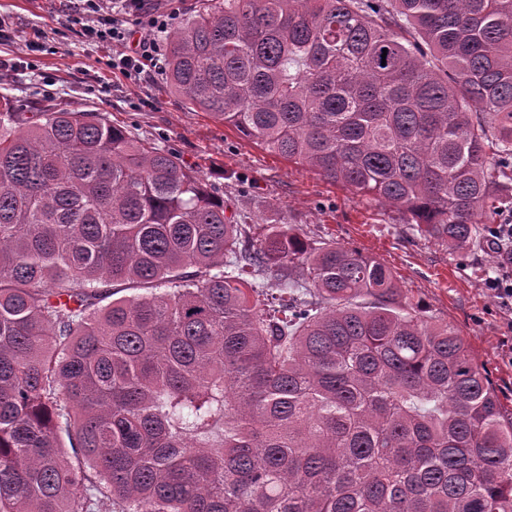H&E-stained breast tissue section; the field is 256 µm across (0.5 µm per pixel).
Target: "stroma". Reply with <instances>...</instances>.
Returning <instances> with one entry per match:
<instances>
[{"instance_id":"obj_1","label":"stroma","mask_w":512,"mask_h":512,"mask_svg":"<svg viewBox=\"0 0 512 512\" xmlns=\"http://www.w3.org/2000/svg\"><path fill=\"white\" fill-rule=\"evenodd\" d=\"M69 0H0V97L31 108L97 112L113 125L173 152L223 190L234 208L250 214L253 236L281 219L317 241H334L376 257L393 272L405 297L426 315L464 336L488 373L502 409L512 416V312L484 288L497 257L489 246L452 252L418 235L405 215L354 195L300 165L243 138L233 128L189 111L163 73L129 78L112 59L143 39L96 44L65 23ZM35 44L20 56L25 44Z\"/></svg>"}]
</instances>
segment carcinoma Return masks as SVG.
<instances>
[{
  "label": "carcinoma",
  "instance_id": "carcinoma-1",
  "mask_svg": "<svg viewBox=\"0 0 512 512\" xmlns=\"http://www.w3.org/2000/svg\"><path fill=\"white\" fill-rule=\"evenodd\" d=\"M166 41L190 111L450 250L512 202V0H198ZM247 227L164 147L0 99V512H512L464 337Z\"/></svg>",
  "mask_w": 512,
  "mask_h": 512
}]
</instances>
